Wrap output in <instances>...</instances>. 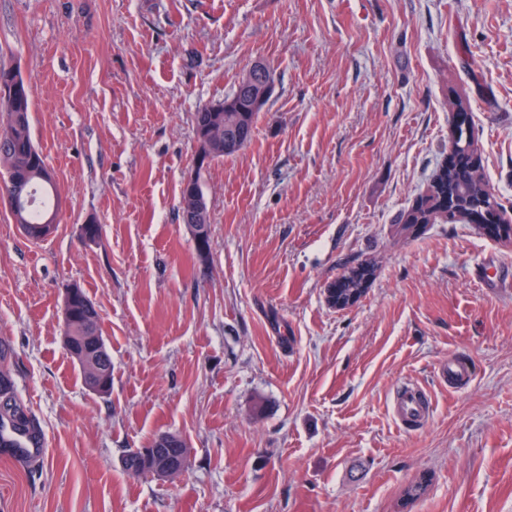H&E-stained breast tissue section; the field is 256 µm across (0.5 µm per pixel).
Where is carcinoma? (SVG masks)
I'll use <instances>...</instances> for the list:
<instances>
[{
  "instance_id": "obj_1",
  "label": "carcinoma",
  "mask_w": 512,
  "mask_h": 512,
  "mask_svg": "<svg viewBox=\"0 0 512 512\" xmlns=\"http://www.w3.org/2000/svg\"><path fill=\"white\" fill-rule=\"evenodd\" d=\"M247 76H242L234 91L224 97V117L234 120L239 127L253 131L260 112L267 101L257 102V97L251 95V89L246 87ZM0 81L19 85L15 96L7 101L0 99V174L3 183L0 184V199L9 188V183L16 184L21 190L27 191L30 202L22 204L11 212L17 224H44L46 221L57 223V209L51 207V200L59 196V189L54 182L44 157L37 149L32 138L31 112L32 99L29 80L18 68L0 67ZM213 124L211 105L205 104L198 109L194 117L195 136L199 144L208 142ZM215 125V124H213ZM215 130L224 131V122L215 125ZM458 149L454 150L451 165L439 169L428 184L425 192L420 195L416 204L403 212L398 220L399 232L409 231V225L422 220L426 224L437 222L446 224L452 222L465 223L467 205L483 193L491 197L495 207H501L496 194L483 173L482 158L477 156L478 149L473 131H460L459 139L454 142ZM456 203L461 211L448 220L438 211L442 201ZM196 249L207 253L211 249L210 225L197 224L192 231ZM73 311L75 322L69 329V342L64 344L71 358L76 360L80 369L96 366L107 380H112V358L106 345H97L87 339L95 334L102 336L99 315L96 309L88 308L91 299L79 286L72 284ZM7 424L20 435L35 431L33 421L20 408L14 393V387L9 374L0 370V426Z\"/></svg>"
}]
</instances>
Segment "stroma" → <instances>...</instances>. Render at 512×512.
Here are the masks:
<instances>
[{
    "instance_id": "obj_1",
    "label": "stroma",
    "mask_w": 512,
    "mask_h": 512,
    "mask_svg": "<svg viewBox=\"0 0 512 512\" xmlns=\"http://www.w3.org/2000/svg\"><path fill=\"white\" fill-rule=\"evenodd\" d=\"M258 62L275 89L250 142L195 170V112ZM0 64L30 81L61 189L39 242L0 204V348L43 441L0 457V512H512V288L482 284L512 277V242L395 224L448 157L456 96L512 219V0H0ZM194 173L205 256L178 213ZM361 263L364 295L329 305ZM70 283L109 393L63 345ZM456 356L473 380L451 392ZM405 381L434 400L417 432L390 411ZM162 433L184 475H129ZM66 288H70L73 294L72 307L77 319L69 329V342H64V347L71 358L78 363L86 385L95 392L106 394L112 388V358L102 336L98 312L82 288L75 284L68 285ZM87 303L91 304L92 309L87 308ZM86 336H99L101 345L98 346ZM86 366H97L100 369L108 380L106 391H98L88 384L85 375ZM100 371L93 369L88 376L97 389L103 390L107 387V383ZM437 376L441 384L454 390L468 386L473 379L469 364L459 357L449 358L448 363L440 365Z\"/></svg>"
}]
</instances>
